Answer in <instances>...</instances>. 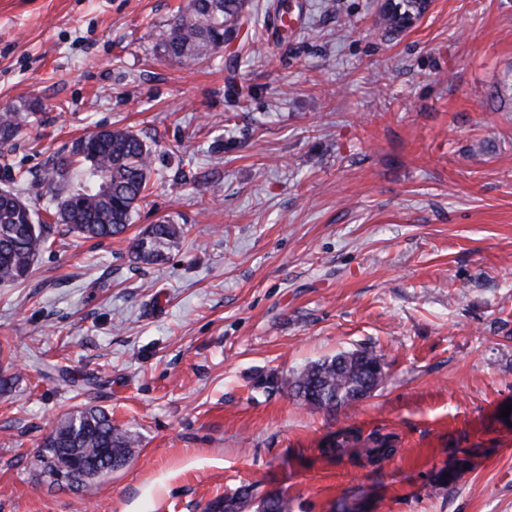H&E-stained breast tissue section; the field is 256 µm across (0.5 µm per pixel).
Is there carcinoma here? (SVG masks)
<instances>
[{"instance_id":"carcinoma-1","label":"carcinoma","mask_w":512,"mask_h":512,"mask_svg":"<svg viewBox=\"0 0 512 512\" xmlns=\"http://www.w3.org/2000/svg\"><path fill=\"white\" fill-rule=\"evenodd\" d=\"M246 0H187L185 9L157 30L155 48L164 56L191 65L208 52L233 41L239 32ZM409 0H399L394 11L383 17L390 31L403 29L402 20ZM31 112L14 109L0 111V283L26 281L39 255L55 240L58 225L85 239L109 240L124 233L133 213L148 196L154 151L140 134L126 129L97 136L94 158L81 155V143H71L66 155L47 157L45 173L36 176L14 166L8 152L12 142L33 124ZM52 198L70 202L67 215L52 209L53 223L40 222L30 204L43 190ZM186 234L181 224H151L131 244L134 259L156 264L165 249L174 246ZM382 355L371 349L345 352L331 359L313 362L303 369L281 377L267 376L258 385L270 391H286L304 405L329 416L350 405L362 380L378 374L385 376ZM140 447L137 432L121 430L112 424V414L96 407H84L61 420L31 457V468L40 475L68 470L74 457L96 459L102 453L121 467L136 455ZM396 452L390 435L374 432L363 439L349 429L336 432L323 453L336 458L352 455L360 465L379 466ZM290 512V498L284 489L265 493L254 501L252 488L243 485L207 504L205 512Z\"/></svg>"}]
</instances>
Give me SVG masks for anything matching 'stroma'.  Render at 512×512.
Returning a JSON list of instances; mask_svg holds the SVG:
<instances>
[{
    "label": "stroma",
    "mask_w": 512,
    "mask_h": 512,
    "mask_svg": "<svg viewBox=\"0 0 512 512\" xmlns=\"http://www.w3.org/2000/svg\"><path fill=\"white\" fill-rule=\"evenodd\" d=\"M186 3L0 0V109L36 115L12 163L43 174L110 127L155 152L124 234H59L0 284V512H203L249 483L291 512H512V0H432L395 34L382 0H288L286 29L248 0L241 39L190 66L155 48ZM164 219L185 237L136 262ZM363 349L385 378L336 417L257 385ZM88 405L141 448L63 489L29 459ZM340 429L397 452L334 460ZM185 234L186 229L181 224H151L132 240L131 253L137 262L157 264L162 261L165 249L178 244Z\"/></svg>",
    "instance_id": "stroma-1"
}]
</instances>
